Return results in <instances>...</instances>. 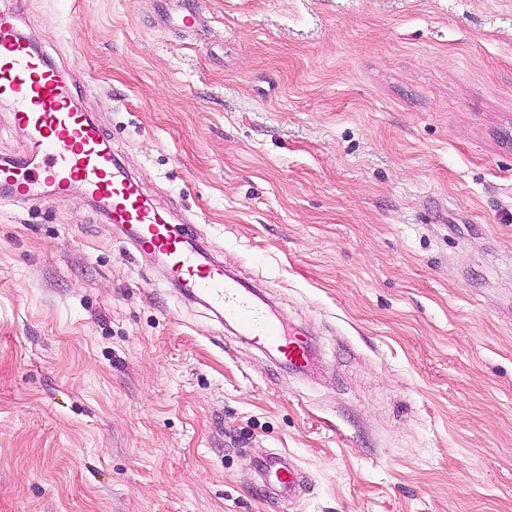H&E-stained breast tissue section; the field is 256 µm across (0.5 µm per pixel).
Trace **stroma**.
Here are the masks:
<instances>
[{"label":"stroma","instance_id":"35a3bbf8","mask_svg":"<svg viewBox=\"0 0 512 512\" xmlns=\"http://www.w3.org/2000/svg\"><path fill=\"white\" fill-rule=\"evenodd\" d=\"M11 3L314 361L82 190L0 197V512H512V0H199L192 36L156 0ZM267 480L279 487L284 493L291 496L300 481V471L296 467H289L278 456H272L264 465Z\"/></svg>","mask_w":512,"mask_h":512}]
</instances>
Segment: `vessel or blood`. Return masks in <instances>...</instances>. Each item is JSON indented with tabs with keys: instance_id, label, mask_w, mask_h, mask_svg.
<instances>
[{
	"instance_id": "obj_1",
	"label": "vessel or blood",
	"mask_w": 512,
	"mask_h": 512,
	"mask_svg": "<svg viewBox=\"0 0 512 512\" xmlns=\"http://www.w3.org/2000/svg\"><path fill=\"white\" fill-rule=\"evenodd\" d=\"M199 0H174L161 7L159 23L194 32L201 25ZM0 100L14 107V121L28 136L30 152L0 164V189L22 197L38 185L65 196L81 183L112 223L127 229L137 247L161 254L166 278L187 295L203 297L249 343L281 355L304 371L311 346L302 332L272 316L255 290L225 273L221 263L198 246L190 229L168 223L143 194L138 181L112 152L102 125L89 122L73 105L67 76L50 65L41 50L17 28L11 12L0 11ZM268 481L294 493L297 468L271 457L264 465Z\"/></svg>"
}]
</instances>
